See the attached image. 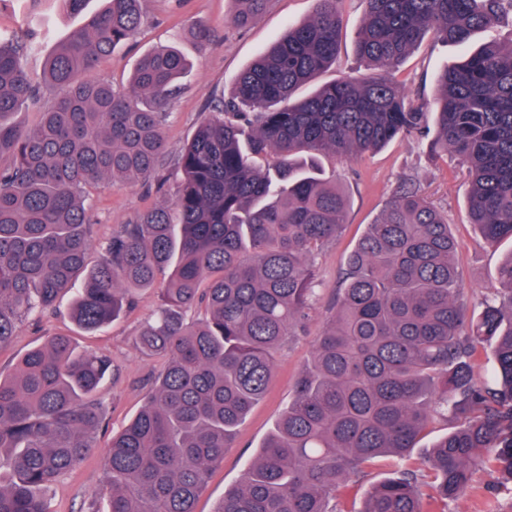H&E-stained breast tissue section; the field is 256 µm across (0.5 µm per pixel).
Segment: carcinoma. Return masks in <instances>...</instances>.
I'll return each instance as SVG.
<instances>
[{
  "label": "carcinoma",
  "instance_id": "carcinoma-1",
  "mask_svg": "<svg viewBox=\"0 0 512 512\" xmlns=\"http://www.w3.org/2000/svg\"><path fill=\"white\" fill-rule=\"evenodd\" d=\"M45 59L40 77L23 63L30 37L0 35V348L23 322L74 290L85 330L159 292L139 352L164 359L137 415L112 436L96 498L109 512H195L210 473L265 394L276 353L312 319L316 255L345 227L347 197L313 162L318 152L357 159L419 131L428 117L433 151H449L469 179L468 218L493 247L512 240V46L487 44L435 76L432 104L411 106L387 79H339L292 100L336 59L338 0H316L294 26L211 103L177 160L171 205L142 212L112 234L92 268L88 188L136 184L157 171L162 131L190 62L177 48L145 56L129 87L92 77L101 58L140 28L141 0H105ZM246 25L268 0H238ZM357 55L398 67L428 33L464 44L512 17V0H365ZM63 97L29 127L10 117ZM448 213L408 182L349 255L334 309L314 340L293 397L252 467L216 512H440L474 488L476 471L512 483V254L500 288L474 317L453 261ZM190 310L204 316L186 321ZM484 354L491 374L476 372ZM112 371L102 354L79 353L68 336L29 350L0 375V512H49L43 494L78 468L107 420L98 388ZM452 429L421 469L372 486L349 506L377 459H401L436 419Z\"/></svg>",
  "mask_w": 512,
  "mask_h": 512
}]
</instances>
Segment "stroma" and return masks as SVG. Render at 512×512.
<instances>
[{
	"instance_id": "stroma-1",
	"label": "stroma",
	"mask_w": 512,
	"mask_h": 512,
	"mask_svg": "<svg viewBox=\"0 0 512 512\" xmlns=\"http://www.w3.org/2000/svg\"><path fill=\"white\" fill-rule=\"evenodd\" d=\"M104 6V0H86L83 10L77 12L69 7L67 0H7L0 6V32L35 33L36 41L24 63L30 71L37 72L58 43ZM314 7L315 0H270L261 17L247 26L237 27L229 22L237 8L235 0H143L144 23L140 31L122 49L100 61L97 77L115 88H127L137 62L166 46L178 47L189 59L191 68L180 82L181 93L173 100L165 125V170L134 186L115 183L90 187L95 224L89 263L99 260L103 248L121 225L131 223L144 210L170 204L178 182L173 165L200 122L210 114L211 100L230 97L234 77L279 40L289 26L307 21ZM338 8L344 20L341 41L335 64L316 79L320 85L346 76L378 74L377 69L361 62L355 53V41L366 12L364 0H340ZM191 19L203 21L211 30L205 48H198L187 31ZM509 42H512V26L507 24L476 32L467 45L449 44L428 35L391 77L410 104L418 106L432 100L436 92L435 73L459 61L469 45ZM430 140V133L416 132L354 161H343L330 153L318 154L324 178L340 186L348 197L347 225L316 258L321 295L314 318L305 333L294 337L276 354L274 376L266 395L239 428L235 446L226 451L223 465L212 472L196 501L197 512H215L225 492L240 484L254 463L262 444L287 408L293 395V381L310 358L314 338L333 309L340 271L368 224L380 215L401 182H412L421 194L447 210L451 230L461 244L454 263L460 284L472 303H479L495 292L498 268L503 257L512 252V244L489 247L469 224L468 178L455 158H431ZM154 290L137 292L134 305L124 316L95 331L83 330L75 324L72 296L62 295L54 311L28 318L14 341L0 348V374H12L29 349L56 334L72 337L77 351L110 357L115 373L99 388V396L108 407V426L98 433L97 441L106 443L138 412L153 375L163 366L162 358L143 356L135 348L142 324L153 317L157 308ZM447 428V422H433L420 445L404 460L376 461L353 491L354 503L362 504L372 485L398 470L421 467L428 446ZM99 479L100 458L94 455L59 480L51 493V512H86L85 502L97 488ZM488 497L496 500L500 512H512V487L499 485L496 475L483 471L476 474L474 491L450 504L449 512H481Z\"/></svg>"
}]
</instances>
